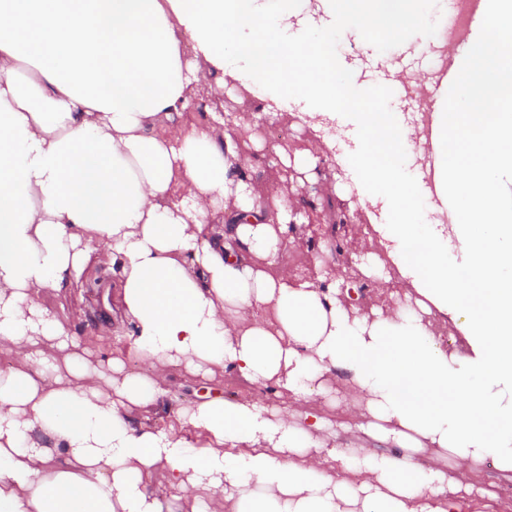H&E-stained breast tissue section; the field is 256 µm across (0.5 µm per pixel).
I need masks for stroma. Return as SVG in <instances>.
<instances>
[{"instance_id": "35a3bbf8", "label": "stroma", "mask_w": 512, "mask_h": 512, "mask_svg": "<svg viewBox=\"0 0 512 512\" xmlns=\"http://www.w3.org/2000/svg\"><path fill=\"white\" fill-rule=\"evenodd\" d=\"M336 53L347 63L360 70L361 80H368L370 71L378 65L400 67L408 81L421 83L446 66L440 50L435 44H427L418 54H407L398 45L379 42L370 51H362L350 39L337 38ZM263 102L246 87L240 86L232 93L217 94L206 87L193 92V106L182 115L183 121L198 124L204 122L209 113L218 111L227 116L244 115L250 118L248 128L236 129L235 134L243 149L254 150L255 164L250 171V180L255 194H263L268 183H280L287 199L296 201L301 196L297 188L298 175L293 168L283 166L274 158L275 152L285 150L295 153L308 148L313 131L293 102L277 107L272 119L281 124L283 135L276 143L264 139L262 118ZM353 162L345 158L340 150L327 151L323 162L316 169V176L308 181L306 190L314 198L319 216L317 223L294 225L291 233L302 242L301 248L289 250L286 259L297 274L311 278L315 275L314 259L319 249L320 237L337 241L330 265L336 274L358 283L362 309L388 302V294L379 293L374 281L361 277L357 264L361 256L378 252L377 239L371 238V224H388L392 218L380 207L361 205L357 186H344L342 175L349 172ZM111 267L101 266L96 277L80 282H66L60 288L47 290L39 300L57 315L68 317V328L78 338L91 335L107 318L105 291L111 285ZM219 395L228 401L254 398L270 405L287 407V396L269 394L266 388L251 383L235 370H225L222 376L206 380L193 376L183 367L173 366L168 370L165 393L152 407L133 409L129 419L134 427L162 430L174 424L180 407L188 406L205 396ZM461 480L475 484L484 494L464 504L462 512H512V480L493 465L486 464L475 469L459 470Z\"/></svg>"}]
</instances>
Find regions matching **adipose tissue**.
<instances>
[{
    "mask_svg": "<svg viewBox=\"0 0 512 512\" xmlns=\"http://www.w3.org/2000/svg\"><path fill=\"white\" fill-rule=\"evenodd\" d=\"M431 0H0V512H461L455 469L512 474V0H482L451 51L453 100L421 99L418 127L342 79L336 36L423 48ZM192 41L185 53L184 41ZM243 85L353 130L362 203L397 280L360 310L343 279L283 261L291 208L258 198L253 155L224 115L187 127L190 90ZM430 135L415 148L413 130ZM118 266L102 334L150 365L93 363L34 291ZM451 321L457 350L434 330ZM230 368L287 391L180 408L205 445L133 427L167 369ZM342 391L363 435L338 443L311 408ZM429 457L422 465L421 457ZM166 469V483L147 475Z\"/></svg>",
    "mask_w": 512,
    "mask_h": 512,
    "instance_id": "1",
    "label": "adipose tissue"
}]
</instances>
